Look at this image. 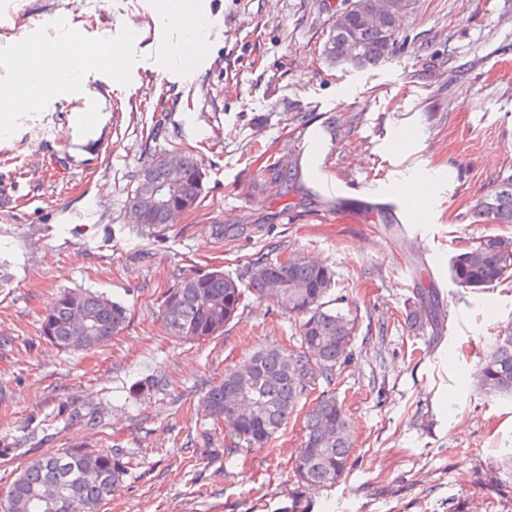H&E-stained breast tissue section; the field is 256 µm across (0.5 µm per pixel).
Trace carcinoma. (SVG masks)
I'll use <instances>...</instances> for the list:
<instances>
[{
  "mask_svg": "<svg viewBox=\"0 0 512 512\" xmlns=\"http://www.w3.org/2000/svg\"><path fill=\"white\" fill-rule=\"evenodd\" d=\"M369 0H344L323 45V55L332 64L364 68L382 62L395 49L399 28L414 9L413 0L382 28H361L354 9ZM183 178L170 190L168 205L154 200V190L164 184L168 171L156 159L136 176L130 204L144 217L143 226L163 230L171 224V211H191L200 203L204 172L196 155L181 154ZM477 224H512V174L498 180L473 212ZM448 273L458 287L480 290L512 278V236L483 235L461 248L450 259ZM283 279L279 295L266 292L267 277ZM336 288L333 271L300 255L271 261L249 262V280L222 271L195 273L182 278L167 291L163 316L169 334L184 341H205L224 332L239 318L249 297L269 301L296 317V345L289 349L265 348L224 369L203 395L212 419L204 430L196 453L202 459L223 456L230 463L265 448L297 411L302 399L319 383L332 385L342 372L357 331L355 318L330 307L328 298ZM446 313L440 308L429 314L415 313L411 324L418 330L443 328ZM129 322V310L119 301L90 290H62L46 308L41 337L64 351L88 350L108 342ZM249 366L251 375H238ZM486 395L512 401V331L495 338L476 377ZM246 398L249 411L238 405L228 408L230 393ZM224 429V447L215 448L216 431ZM302 448L293 469L308 487L336 484L348 469L353 451L347 413L336 395L324 393L305 416ZM123 475L116 454L88 449L62 448L39 454L20 467L0 496V512H101L113 486Z\"/></svg>",
  "mask_w": 512,
  "mask_h": 512,
  "instance_id": "carcinoma-1",
  "label": "carcinoma"
}]
</instances>
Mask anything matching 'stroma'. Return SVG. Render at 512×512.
Instances as JSON below:
<instances>
[{"instance_id": "obj_1", "label": "stroma", "mask_w": 512, "mask_h": 512, "mask_svg": "<svg viewBox=\"0 0 512 512\" xmlns=\"http://www.w3.org/2000/svg\"><path fill=\"white\" fill-rule=\"evenodd\" d=\"M342 0H0V101L27 93L19 46L79 35L82 92L61 83L0 112V489L59 448L118 454L102 512H512V403L475 386L512 329V278L466 290L448 261L483 234L472 212L512 174V0H416L390 57L335 66L322 54ZM192 69L169 62L189 37ZM28 94V93H27ZM203 164L199 207L159 232L129 206L158 156ZM293 179L282 186L278 170ZM300 254L330 266L358 325L332 390L354 438L333 486H301L293 420L236 466L197 459L201 405L227 366L285 348L295 321L254 302L223 335L185 342L161 315L197 271ZM437 288L439 336L406 318ZM63 288L131 310L90 351L40 337Z\"/></svg>"}]
</instances>
